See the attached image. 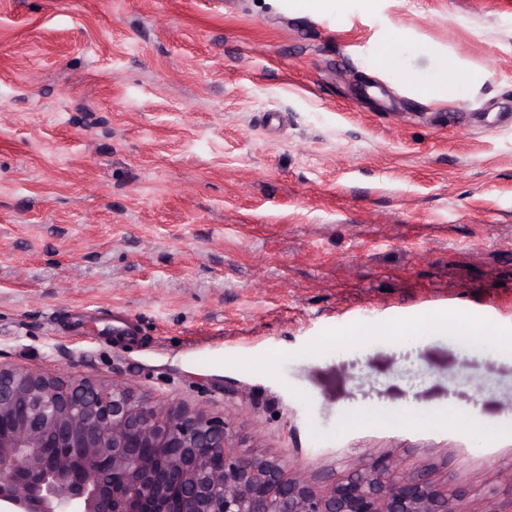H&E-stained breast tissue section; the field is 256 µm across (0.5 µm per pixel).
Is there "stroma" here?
I'll return each instance as SVG.
<instances>
[{"instance_id": "stroma-1", "label": "stroma", "mask_w": 512, "mask_h": 512, "mask_svg": "<svg viewBox=\"0 0 512 512\" xmlns=\"http://www.w3.org/2000/svg\"><path fill=\"white\" fill-rule=\"evenodd\" d=\"M0 353L512 497V0H0ZM441 83L444 86L447 84V90L459 98L466 97L471 89V81L455 64L444 63L441 68Z\"/></svg>"}]
</instances>
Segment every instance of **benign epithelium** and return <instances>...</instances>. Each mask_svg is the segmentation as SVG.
<instances>
[{"label":"benign epithelium","mask_w":512,"mask_h":512,"mask_svg":"<svg viewBox=\"0 0 512 512\" xmlns=\"http://www.w3.org/2000/svg\"><path fill=\"white\" fill-rule=\"evenodd\" d=\"M0 512H512L386 457L322 484L233 424L51 369L0 362Z\"/></svg>","instance_id":"obj_1"}]
</instances>
